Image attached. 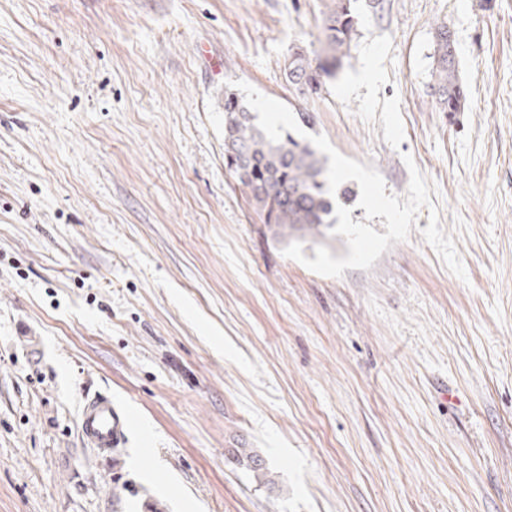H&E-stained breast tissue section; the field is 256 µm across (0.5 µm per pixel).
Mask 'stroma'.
<instances>
[{"mask_svg":"<svg viewBox=\"0 0 512 512\" xmlns=\"http://www.w3.org/2000/svg\"><path fill=\"white\" fill-rule=\"evenodd\" d=\"M325 3L0 0V512H512V0H383L302 96ZM236 80L386 194L410 154L467 281L425 208L370 270L284 257L225 165ZM96 394L117 451L80 436ZM455 41L453 34L445 23H437L433 34V68L432 89L436 97L438 110L441 112H463L467 102L468 91L460 78L456 64V53L449 48ZM126 427V416L112 404V397L95 395L85 402L79 420V430L94 448H117ZM232 457L237 462L244 463L252 471L256 478L261 482V478L264 481L263 484L272 485L274 481L267 479L269 469L266 466V462L263 457L254 448H234L232 450ZM262 483V482H261Z\"/></svg>","mask_w":512,"mask_h":512,"instance_id":"stroma-1","label":"stroma"}]
</instances>
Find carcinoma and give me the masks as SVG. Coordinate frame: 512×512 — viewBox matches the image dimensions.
<instances>
[{
  "label": "carcinoma",
  "mask_w": 512,
  "mask_h": 512,
  "mask_svg": "<svg viewBox=\"0 0 512 512\" xmlns=\"http://www.w3.org/2000/svg\"><path fill=\"white\" fill-rule=\"evenodd\" d=\"M375 12L381 0H330L320 27V52L313 55L301 47L288 54V82L303 87L301 93H316L325 80L336 75L349 57L359 25V5ZM453 34L437 23L433 34L432 89L441 112H462L468 91L460 78L456 55L450 52ZM224 159L229 171L260 215L274 238L282 242L326 238L332 228L330 215L336 199L351 197L347 188L333 197L328 192L327 170L310 144L286 135L269 141L241 97L224 91ZM232 457L244 463L267 485L269 469L254 448H235Z\"/></svg>",
  "instance_id": "obj_1"
}]
</instances>
